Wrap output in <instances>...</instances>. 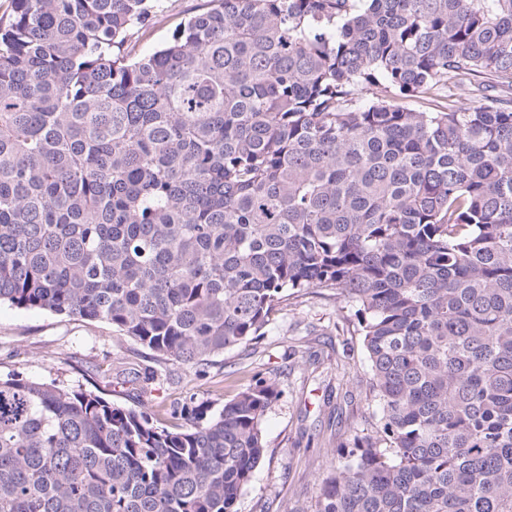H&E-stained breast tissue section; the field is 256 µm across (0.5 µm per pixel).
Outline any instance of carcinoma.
<instances>
[{
	"label": "carcinoma",
	"mask_w": 512,
	"mask_h": 512,
	"mask_svg": "<svg viewBox=\"0 0 512 512\" xmlns=\"http://www.w3.org/2000/svg\"><path fill=\"white\" fill-rule=\"evenodd\" d=\"M11 0L0 304L204 366L357 306L380 427L318 512H512V0ZM279 397L155 414L0 377V512H236ZM210 6L209 0H162L154 18L148 23L141 37V52H152L164 44L172 35L175 27L190 16Z\"/></svg>",
	"instance_id": "1"
}]
</instances>
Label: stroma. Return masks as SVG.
<instances>
[{
    "instance_id": "35a3bbf8",
    "label": "stroma",
    "mask_w": 512,
    "mask_h": 512,
    "mask_svg": "<svg viewBox=\"0 0 512 512\" xmlns=\"http://www.w3.org/2000/svg\"><path fill=\"white\" fill-rule=\"evenodd\" d=\"M208 6L209 0H161L141 51L160 47L181 20ZM121 369L148 378L147 389L116 379ZM11 373L98 390L147 412L188 396L215 411L258 379H276L281 394L265 418L266 453L237 512H317L321 480L339 465L342 444L378 423L355 310L330 291L286 301L259 343L214 357L202 371L157 361L108 323L4 303L0 375Z\"/></svg>"
}]
</instances>
